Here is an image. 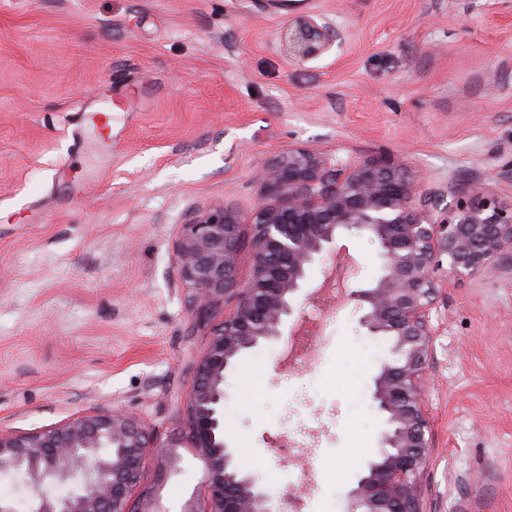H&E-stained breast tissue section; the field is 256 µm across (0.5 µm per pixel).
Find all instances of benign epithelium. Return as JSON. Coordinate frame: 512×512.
Here are the masks:
<instances>
[{
    "mask_svg": "<svg viewBox=\"0 0 512 512\" xmlns=\"http://www.w3.org/2000/svg\"><path fill=\"white\" fill-rule=\"evenodd\" d=\"M288 55L308 61L341 40L338 31L309 14L288 19L282 32ZM270 201L244 215L215 205L183 225L174 260L201 318H211L231 292L233 313L213 327L206 351L191 365L185 399L192 447L206 473L207 507L186 503L180 512H285L297 507L299 485L276 497L258 478L233 466L224 438V376L245 351L278 341L297 311L307 272L330 268L344 234L369 238L381 260L371 288L350 297L366 308L360 323L385 336L393 358L373 379L371 400L385 415L383 447L346 497L345 512H421L419 477L425 469L430 420L422 378L437 329L432 324V275L447 259L455 277L490 274L512 255V203L482 191L467 195L421 193L393 157L344 162L313 149H288L261 174ZM253 227V270L240 286L235 266L241 227ZM178 439L154 440L124 412L85 415L36 433H0V474L22 471L36 496L35 512H166L150 488H140L147 456L160 474L178 466ZM50 482L72 483L64 497L46 494Z\"/></svg>",
    "mask_w": 512,
    "mask_h": 512,
    "instance_id": "7a95c632",
    "label": "benign epithelium"
}]
</instances>
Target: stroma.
Masks as SVG:
<instances>
[{"label":"stroma","instance_id":"obj_1","mask_svg":"<svg viewBox=\"0 0 512 512\" xmlns=\"http://www.w3.org/2000/svg\"><path fill=\"white\" fill-rule=\"evenodd\" d=\"M337 28L288 57L289 16ZM291 148L400 158L423 192L512 201V0H0V432L119 408L179 466L141 484L206 505L188 440L190 365L210 340L173 260L188 214L249 213ZM440 336L422 512H512V258L434 275ZM356 301L305 309L316 337L244 352L224 381L240 472L302 512H342L379 447L370 406L388 343Z\"/></svg>","mask_w":512,"mask_h":512}]
</instances>
